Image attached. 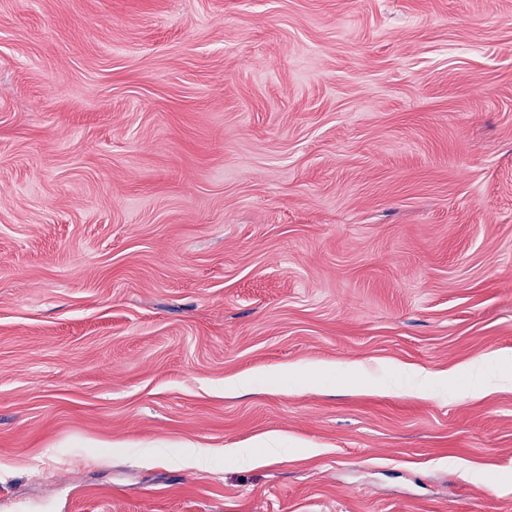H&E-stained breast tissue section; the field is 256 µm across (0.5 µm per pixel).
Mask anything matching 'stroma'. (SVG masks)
Instances as JSON below:
<instances>
[{"instance_id": "obj_1", "label": "stroma", "mask_w": 512, "mask_h": 512, "mask_svg": "<svg viewBox=\"0 0 512 512\" xmlns=\"http://www.w3.org/2000/svg\"><path fill=\"white\" fill-rule=\"evenodd\" d=\"M475 365L512 0H0V512H512V386L386 387Z\"/></svg>"}]
</instances>
